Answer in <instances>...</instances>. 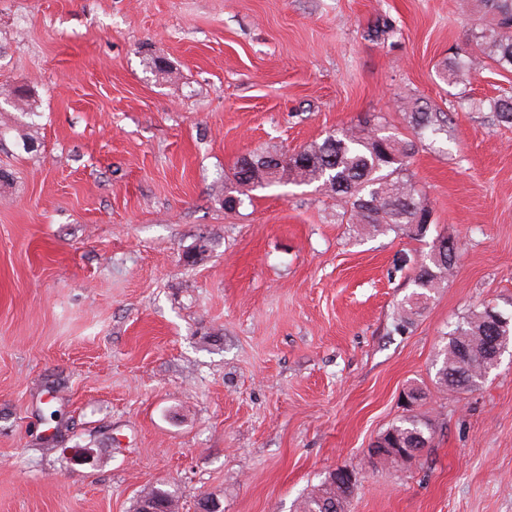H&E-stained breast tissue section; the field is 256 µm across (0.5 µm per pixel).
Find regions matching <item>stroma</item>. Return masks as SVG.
I'll use <instances>...</instances> for the list:
<instances>
[{"instance_id":"obj_1","label":"stroma","mask_w":512,"mask_h":512,"mask_svg":"<svg viewBox=\"0 0 512 512\" xmlns=\"http://www.w3.org/2000/svg\"><path fill=\"white\" fill-rule=\"evenodd\" d=\"M488 20L456 0H0V512H133L161 485L179 512H296L339 468L345 512H512V356L474 390L435 383L462 317H512V128L473 105L512 72L438 76ZM411 101L450 118L407 172L460 251L399 327L428 240L359 236L315 183L232 211L224 185L369 113L412 137ZM409 414L429 446L373 455Z\"/></svg>"}]
</instances>
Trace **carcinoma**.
I'll use <instances>...</instances> for the list:
<instances>
[{"label":"carcinoma","mask_w":512,"mask_h":512,"mask_svg":"<svg viewBox=\"0 0 512 512\" xmlns=\"http://www.w3.org/2000/svg\"><path fill=\"white\" fill-rule=\"evenodd\" d=\"M480 2L491 19L481 29L479 53L457 55L449 60L442 72V79L447 82L466 80L482 69L487 59L512 70V0ZM476 107L490 112L498 122L512 124V97L481 99ZM407 118L421 138L448 134L445 112L414 103ZM415 148V141L386 133L382 116L373 114L356 127L343 128L307 146L276 172L270 170V152L240 157L232 173L238 189L234 193L224 192V207L238 208L243 203L242 195L259 188L319 182L343 203L347 223L358 228L359 233L373 237L389 231H406L421 240L434 220L432 208L406 175V159ZM457 253L458 245L452 236L439 234L432 240L414 274L417 291L401 305L402 321H409L423 299L448 279ZM496 313L498 310L489 305L475 309L448 332V343L436 372L440 388L457 392L482 382L484 371L493 367L488 357V337L512 341V321L504 316L497 319ZM381 439L412 446L422 439L430 440L431 434L427 423L410 415L381 435ZM353 487L338 473H331L325 482L302 497L297 512H345ZM147 496L162 506V512H179L178 497L170 490L154 488Z\"/></svg>","instance_id":"carcinoma-1"}]
</instances>
